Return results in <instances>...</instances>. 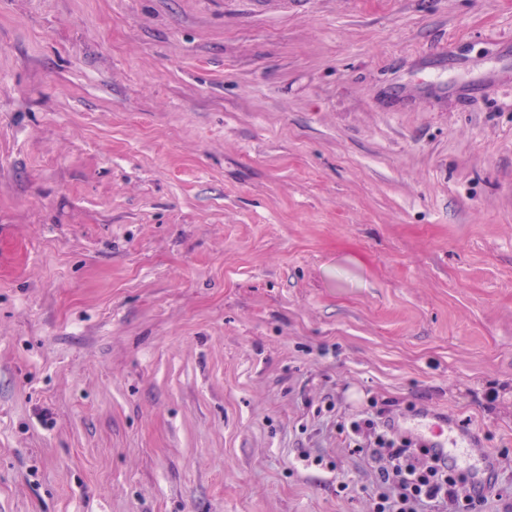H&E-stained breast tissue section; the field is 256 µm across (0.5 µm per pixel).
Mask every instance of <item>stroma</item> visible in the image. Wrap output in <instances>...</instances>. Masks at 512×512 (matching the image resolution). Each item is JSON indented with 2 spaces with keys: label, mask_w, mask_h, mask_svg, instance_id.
<instances>
[{
  "label": "stroma",
  "mask_w": 512,
  "mask_h": 512,
  "mask_svg": "<svg viewBox=\"0 0 512 512\" xmlns=\"http://www.w3.org/2000/svg\"><path fill=\"white\" fill-rule=\"evenodd\" d=\"M375 400L512 484V0H0V512H367Z\"/></svg>",
  "instance_id": "35a3bbf8"
}]
</instances>
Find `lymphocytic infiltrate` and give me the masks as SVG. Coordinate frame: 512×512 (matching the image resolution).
<instances>
[{
	"instance_id": "lymphocytic-infiltrate-1",
	"label": "lymphocytic infiltrate",
	"mask_w": 512,
	"mask_h": 512,
	"mask_svg": "<svg viewBox=\"0 0 512 512\" xmlns=\"http://www.w3.org/2000/svg\"><path fill=\"white\" fill-rule=\"evenodd\" d=\"M337 428L345 432L353 453L372 464L369 512H474L503 496L498 481L482 492L471 481L454 478L451 467L395 427L388 406Z\"/></svg>"
}]
</instances>
